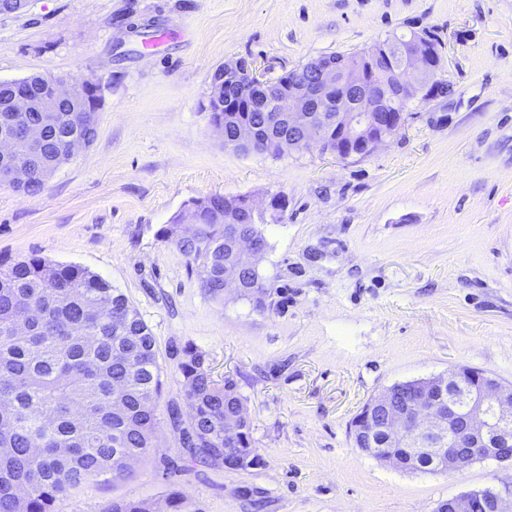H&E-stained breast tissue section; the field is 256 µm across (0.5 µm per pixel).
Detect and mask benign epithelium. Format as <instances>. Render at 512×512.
<instances>
[{"label": "benign epithelium", "mask_w": 512, "mask_h": 512, "mask_svg": "<svg viewBox=\"0 0 512 512\" xmlns=\"http://www.w3.org/2000/svg\"><path fill=\"white\" fill-rule=\"evenodd\" d=\"M425 36L412 33L381 48V64L389 74H402L397 92L372 91V72L360 67L339 70L321 57L309 61L299 72L297 83L283 90L280 79L265 78L257 62L246 58L222 64L224 76L211 85L208 102L226 111L241 109L271 113L264 125L242 121L234 127L233 145L250 149L258 140H274L282 153L327 148L342 158L362 159L385 144L404 125L401 106L424 104L442 98L441 63L424 43ZM99 81L73 80L54 86L52 98L32 103L25 90L17 88L14 111L58 112L77 92L98 93ZM287 114L288 133L281 132L280 117ZM44 126L28 118L18 126L16 136L29 143L42 140ZM242 223L253 224L265 209L284 211L286 199L270 197L263 207L250 197L240 205ZM237 260L224 266V285L242 286L245 271L259 269L265 253L255 236L234 238ZM406 407L393 409L396 400L389 387L370 400L362 426L364 437L382 439V448L371 456L393 467L407 466L420 455L429 456L439 470L452 475L477 460L492 459L512 465V385L501 383L484 371L454 367L444 374L424 378L403 388ZM392 448H407L409 455L398 458ZM489 498L490 512H512V486L478 490L451 497L436 512H471V501Z\"/></svg>", "instance_id": "obj_1"}]
</instances>
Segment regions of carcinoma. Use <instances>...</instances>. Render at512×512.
I'll return each mask as SVG.
<instances>
[{
	"label": "carcinoma",
	"instance_id": "1",
	"mask_svg": "<svg viewBox=\"0 0 512 512\" xmlns=\"http://www.w3.org/2000/svg\"><path fill=\"white\" fill-rule=\"evenodd\" d=\"M344 67L378 68L365 52L331 53ZM65 78L35 74L21 79L36 99ZM14 82H0V137L11 135L21 115L12 111ZM92 99L74 102L50 115L52 133L33 150L17 143L0 154V171L18 163L32 174L13 188L35 195L42 176L69 157L70 141L97 131ZM195 220L192 236L181 234L185 215ZM226 209L212 196L184 204L158 231L190 258L191 270L214 298H224V261L229 239L252 234L267 242L265 225L224 221ZM262 273L244 279L241 295L265 307ZM32 318L25 334L15 332L19 317ZM205 357L183 350L178 369L181 396L191 408L182 419L176 406L168 416L184 447L212 460L224 457L258 464L251 448L250 421L236 439L224 441V418L244 404L234 380L213 386ZM162 368L150 328L123 293L100 276L76 265H54L40 258L0 267V512H59L70 491L92 479L131 476L125 458L143 457L155 447L156 412L162 396ZM182 498L112 501L106 512H181Z\"/></svg>",
	"mask_w": 512,
	"mask_h": 512
}]
</instances>
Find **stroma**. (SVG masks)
I'll use <instances>...</instances> for the list:
<instances>
[{"label": "stroma", "mask_w": 512, "mask_h": 512, "mask_svg": "<svg viewBox=\"0 0 512 512\" xmlns=\"http://www.w3.org/2000/svg\"><path fill=\"white\" fill-rule=\"evenodd\" d=\"M436 38L447 98L411 109L362 159L317 149L272 158L224 146L201 106L225 61L279 76L392 34ZM167 33L159 57L140 36ZM33 73L105 86L98 134L36 195L0 185V263L78 265L127 296L151 329L163 398L181 416L185 346L246 400L260 465L195 459L159 408L158 446L130 479L98 478L61 512L175 492L189 512H435L512 484L477 461L400 470L356 447L363 405L465 366L512 384V0H32L0 14V81ZM219 193L265 204L264 309L217 300L158 231Z\"/></svg>", "instance_id": "35a3bbf8"}]
</instances>
